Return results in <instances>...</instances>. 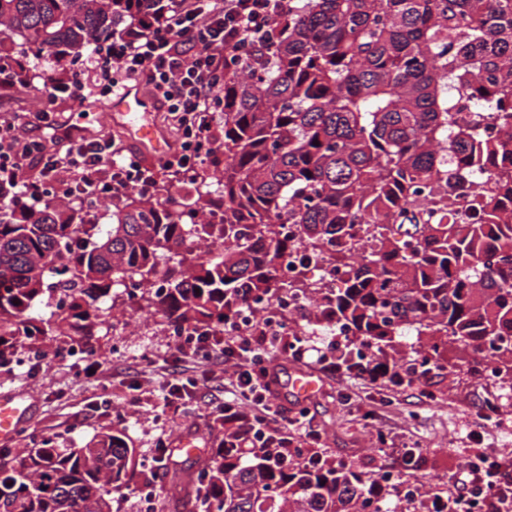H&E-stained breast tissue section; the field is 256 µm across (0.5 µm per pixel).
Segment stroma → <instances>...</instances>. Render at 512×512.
<instances>
[{
  "label": "stroma",
  "mask_w": 512,
  "mask_h": 512,
  "mask_svg": "<svg viewBox=\"0 0 512 512\" xmlns=\"http://www.w3.org/2000/svg\"><path fill=\"white\" fill-rule=\"evenodd\" d=\"M70 97L57 99L51 110L60 123L83 122L92 138L123 140L117 124L102 125L94 111L73 112ZM121 352H114V343ZM176 336L159 316L137 314L130 327L110 324L97 337L96 358L103 365L99 378L83 374L84 356H55L50 367L34 370L30 359L0 368V390H23L35 407L20 435L0 439V448L24 453L27 438L53 439L60 448H81L94 437L121 430L134 448L136 465L128 485L112 495V512H170L167 489L173 471L182 478L195 475L201 458H173L152 469L159 441L174 444L181 433L194 436L198 447L216 446L224 434L215 411L233 388L222 365L211 364L192 350L177 352ZM198 383L195 401L180 409L164 402L165 383L172 369ZM323 393L309 411L325 458L367 474L401 473L405 449L421 456L407 480L424 491L447 489L475 455H498L512 448V389L466 375L455 368L434 369L419 386L383 387L347 374L323 382Z\"/></svg>",
  "instance_id": "35a3bbf8"
}]
</instances>
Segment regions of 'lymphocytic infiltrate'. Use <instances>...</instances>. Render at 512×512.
I'll return each instance as SVG.
<instances>
[{
	"label": "lymphocytic infiltrate",
	"mask_w": 512,
	"mask_h": 512,
	"mask_svg": "<svg viewBox=\"0 0 512 512\" xmlns=\"http://www.w3.org/2000/svg\"><path fill=\"white\" fill-rule=\"evenodd\" d=\"M290 0H172L162 17L142 24L139 30L113 36L105 55L97 57V85L107 94L121 91L131 81L148 84L167 108L177 131V145L160 160L157 169L143 167L139 159L113 140L71 136L68 128L50 123V112L28 120L14 112L0 114V185L22 186L30 200L53 197L67 200L122 199L129 185L139 186L143 196H153L155 170L182 174L203 168L206 149L214 145L216 129L212 104L224 85V63L232 58L237 68L255 66L257 49L274 36L288 15ZM51 128L50 137H31L29 124ZM37 173H30L32 161ZM194 351L208 361H219L224 373L254 406L245 411L235 401L218 409L225 430L244 431L269 439L268 421L283 425L284 434H298L314 445L308 410L291 414L273 403L271 364L258 346L284 347L297 363L315 365L328 377L339 376L343 367L338 343L319 348L287 339L280 333L256 330L241 333L237 323L226 322L223 332L190 337ZM453 512H512V462L482 458L467 465L450 492Z\"/></svg>",
	"instance_id": "lymphocytic-infiltrate-1"
}]
</instances>
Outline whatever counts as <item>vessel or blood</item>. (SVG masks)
<instances>
[{"mask_svg":"<svg viewBox=\"0 0 512 512\" xmlns=\"http://www.w3.org/2000/svg\"><path fill=\"white\" fill-rule=\"evenodd\" d=\"M155 99L145 95L140 85L126 86L104 106L105 117L120 123L130 144L148 161L156 160L168 151L163 130L154 124L151 114L156 109ZM281 403L303 405L316 398L321 385L311 372L297 368L284 372L282 379L272 386ZM32 411L31 397L20 390L0 392V437H13L28 421Z\"/></svg>","mask_w":512,"mask_h":512,"instance_id":"1","label":"vessel or blood"}]
</instances>
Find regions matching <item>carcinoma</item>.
<instances>
[{
  "mask_svg": "<svg viewBox=\"0 0 512 512\" xmlns=\"http://www.w3.org/2000/svg\"><path fill=\"white\" fill-rule=\"evenodd\" d=\"M284 34L254 70L224 74V171L176 178L145 204L129 193L99 223L84 202L0 205V361L35 338L91 346L115 305L148 309L206 333L279 294L309 293L327 322L351 333L341 356L388 360L411 332L408 368L491 374L512 390V183L466 187L483 224L446 200L448 161L461 170L512 165V0H294ZM168 0H0V59L35 48L89 50ZM224 223L199 224L205 197ZM493 261L476 265L479 248ZM304 251L343 272L330 292L278 279ZM94 455L32 441L0 464V512H112L133 449L121 432ZM204 512H440L318 456L244 449L233 435L189 481Z\"/></svg>",
  "mask_w": 512,
  "mask_h": 512,
  "instance_id": "carcinoma-1",
  "label": "carcinoma"
}]
</instances>
